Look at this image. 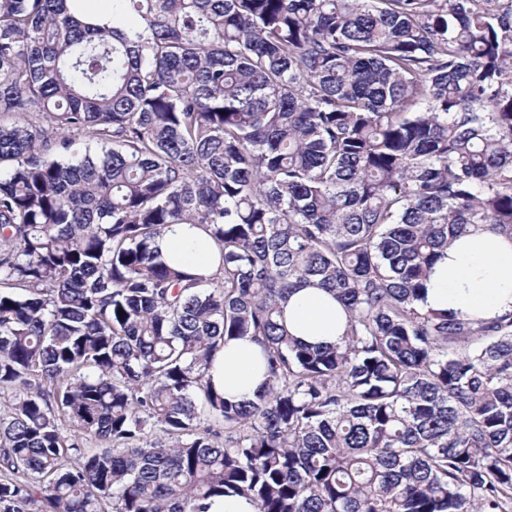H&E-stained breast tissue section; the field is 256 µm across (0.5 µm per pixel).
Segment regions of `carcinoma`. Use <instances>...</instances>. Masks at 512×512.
Returning <instances> with one entry per match:
<instances>
[{
    "mask_svg": "<svg viewBox=\"0 0 512 512\" xmlns=\"http://www.w3.org/2000/svg\"><path fill=\"white\" fill-rule=\"evenodd\" d=\"M87 2L0 0V512H512V314L420 307L512 239V0ZM307 285L342 344L288 332ZM157 245L164 260L207 278L218 265L213 242L201 229L189 224H172L157 240ZM208 376L227 398H251L265 381L259 346L250 337L229 341L215 357ZM206 512H256L252 502L240 496H224L208 502Z\"/></svg>",
    "mask_w": 512,
    "mask_h": 512,
    "instance_id": "1",
    "label": "carcinoma"
}]
</instances>
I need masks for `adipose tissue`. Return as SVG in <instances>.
Returning <instances> with one entry per match:
<instances>
[{
  "instance_id": "obj_1",
  "label": "adipose tissue",
  "mask_w": 512,
  "mask_h": 512,
  "mask_svg": "<svg viewBox=\"0 0 512 512\" xmlns=\"http://www.w3.org/2000/svg\"><path fill=\"white\" fill-rule=\"evenodd\" d=\"M157 245L164 260L204 277L218 264L213 242L187 224L166 228ZM423 305L478 319L512 313V240L482 231L450 246L433 267ZM285 318L290 332L311 345L339 343L344 331L341 306L318 288L292 294ZM208 375L227 398L252 397L265 380L257 343L249 337L229 341Z\"/></svg>"
}]
</instances>
